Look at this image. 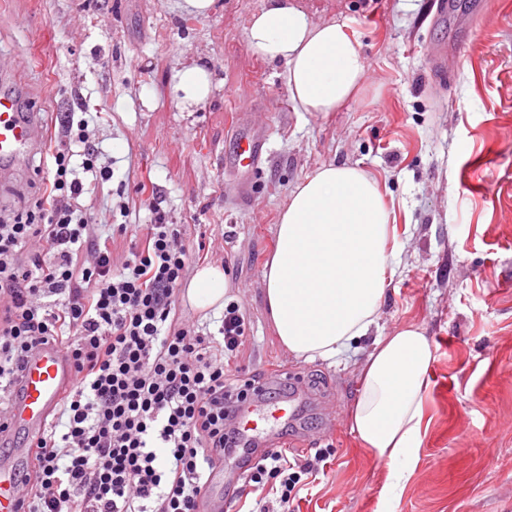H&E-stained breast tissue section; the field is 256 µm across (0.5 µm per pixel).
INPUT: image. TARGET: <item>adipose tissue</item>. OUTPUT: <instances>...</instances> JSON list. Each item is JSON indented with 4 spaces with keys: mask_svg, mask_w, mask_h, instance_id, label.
I'll return each instance as SVG.
<instances>
[{
    "mask_svg": "<svg viewBox=\"0 0 512 512\" xmlns=\"http://www.w3.org/2000/svg\"><path fill=\"white\" fill-rule=\"evenodd\" d=\"M250 46L280 63L299 112H335L354 99L367 77L360 44L343 22H318L297 0H266L247 29ZM184 109L213 92L197 62L174 76ZM395 218L376 176L355 165L329 164L290 191L275 226L276 248L264 270L268 319L295 358L330 359L368 336L394 273L388 250ZM220 266L196 269L188 303L201 311L224 306ZM432 354L421 326L406 324L377 337L360 367L362 390L351 415L361 447L390 468L393 489L413 471L425 434L424 394Z\"/></svg>",
    "mask_w": 512,
    "mask_h": 512,
    "instance_id": "adipose-tissue-1",
    "label": "adipose tissue"
}]
</instances>
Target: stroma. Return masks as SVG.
<instances>
[{
    "label": "stroma",
    "instance_id": "1",
    "mask_svg": "<svg viewBox=\"0 0 512 512\" xmlns=\"http://www.w3.org/2000/svg\"><path fill=\"white\" fill-rule=\"evenodd\" d=\"M178 0H0V58L17 60L0 87L21 90L43 124L95 113L114 176L83 195L92 223L179 225L191 268L222 266L226 293L250 326L231 378L263 377L267 406L280 380L303 377L321 402L298 425L268 433L289 455L329 451L295 512H512V0H299L318 21H346L368 60L362 91L327 114L299 112L280 76L248 44L265 0H214L204 16ZM447 46L439 74L431 52ZM204 61L216 89L183 111L171 86ZM259 134L261 168L234 163L239 135ZM379 178L395 203L398 255L370 338L332 360L303 361L267 318L263 271L289 192L328 163ZM46 165L35 154L0 189V206L34 203ZM151 178L154 203L138 184ZM124 202L126 212L115 209ZM425 327L432 348L430 421L403 491L360 448L350 416L373 336Z\"/></svg>",
    "mask_w": 512,
    "mask_h": 512
}]
</instances>
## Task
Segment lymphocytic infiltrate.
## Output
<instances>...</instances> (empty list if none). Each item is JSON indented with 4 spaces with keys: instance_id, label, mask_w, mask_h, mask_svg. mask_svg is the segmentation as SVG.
<instances>
[{
    "instance_id": "obj_1",
    "label": "lymphocytic infiltrate",
    "mask_w": 512,
    "mask_h": 512,
    "mask_svg": "<svg viewBox=\"0 0 512 512\" xmlns=\"http://www.w3.org/2000/svg\"><path fill=\"white\" fill-rule=\"evenodd\" d=\"M90 120L67 114L45 150L51 166L34 205L0 214V412L25 359L62 346L76 384L21 479L25 512H199L205 466L237 458L230 417L249 400L229 366L248 333L225 303L221 342L176 314L190 263L177 225L156 212L121 267L79 202L82 173L107 181ZM80 166H73L74 153ZM286 452L252 458L247 475L284 512L315 476Z\"/></svg>"
}]
</instances>
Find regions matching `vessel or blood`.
I'll return each mask as SVG.
<instances>
[{
	"label": "vessel or blood",
	"mask_w": 512,
	"mask_h": 512,
	"mask_svg": "<svg viewBox=\"0 0 512 512\" xmlns=\"http://www.w3.org/2000/svg\"><path fill=\"white\" fill-rule=\"evenodd\" d=\"M45 130L36 113L26 108L19 96L0 90V183L7 182L19 167L42 149ZM263 142L253 136L239 138L235 161L246 173H254L261 160ZM75 382L70 360L58 346L40 347L24 363L7 413L8 429L0 432V444L11 433H26L30 444L41 437L51 413ZM299 392H292L281 405L261 410L251 404L239 411L236 425L245 435H258L259 420L295 421L300 413ZM31 464L29 447L17 449L7 461L0 463V512H23L19 471ZM210 492L202 504L203 512H224V469L216 467L208 477Z\"/></svg>",
	"instance_id": "1"
}]
</instances>
